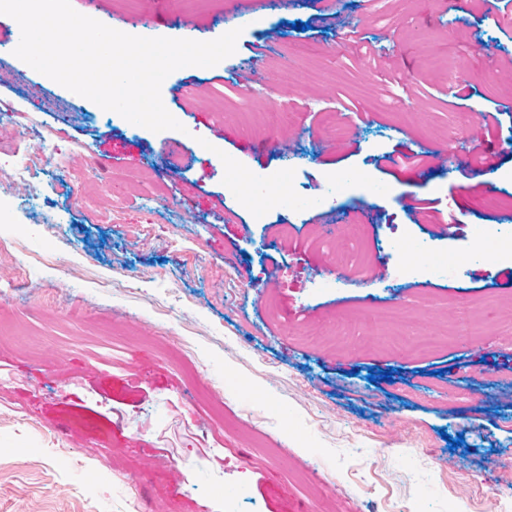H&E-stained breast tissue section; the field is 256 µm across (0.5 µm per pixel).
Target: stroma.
<instances>
[{
	"label": "stroma",
	"instance_id": "obj_1",
	"mask_svg": "<svg viewBox=\"0 0 512 512\" xmlns=\"http://www.w3.org/2000/svg\"><path fill=\"white\" fill-rule=\"evenodd\" d=\"M164 7L156 22L155 0H99L91 16L135 36L184 37V18L202 41L240 35L219 64L164 80L182 128L159 133L16 57L19 25L0 15V158L49 153L22 194L0 169V512H504L512 386L486 382L512 375V251L479 253L485 229L512 233L507 14L497 0ZM473 110L497 114L490 136L458 127ZM170 139L174 180L157 156ZM447 146L451 162H432ZM394 150L424 160L378 164ZM258 178L291 179L303 203L254 211ZM420 246L441 272H398L389 251ZM334 251L382 272L333 269ZM461 294L479 326L465 345L447 336ZM385 307L440 340L399 352L386 334L286 333Z\"/></svg>",
	"mask_w": 512,
	"mask_h": 512
}]
</instances>
